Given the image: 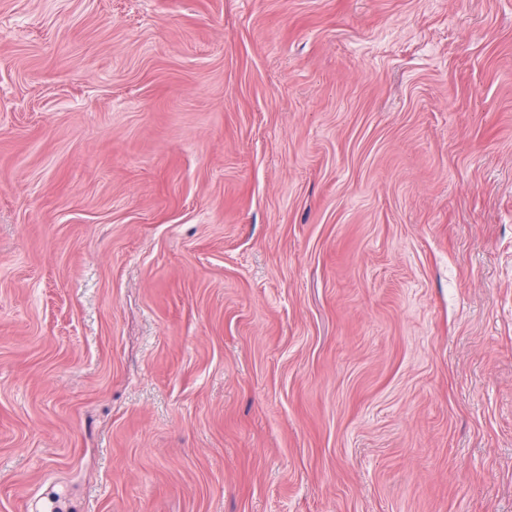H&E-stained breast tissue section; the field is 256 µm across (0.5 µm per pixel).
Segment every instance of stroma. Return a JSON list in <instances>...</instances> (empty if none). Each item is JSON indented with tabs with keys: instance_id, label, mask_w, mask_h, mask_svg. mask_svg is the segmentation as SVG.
Masks as SVG:
<instances>
[{
	"instance_id": "35a3bbf8",
	"label": "stroma",
	"mask_w": 512,
	"mask_h": 512,
	"mask_svg": "<svg viewBox=\"0 0 512 512\" xmlns=\"http://www.w3.org/2000/svg\"><path fill=\"white\" fill-rule=\"evenodd\" d=\"M512 512V0H0V512Z\"/></svg>"
}]
</instances>
